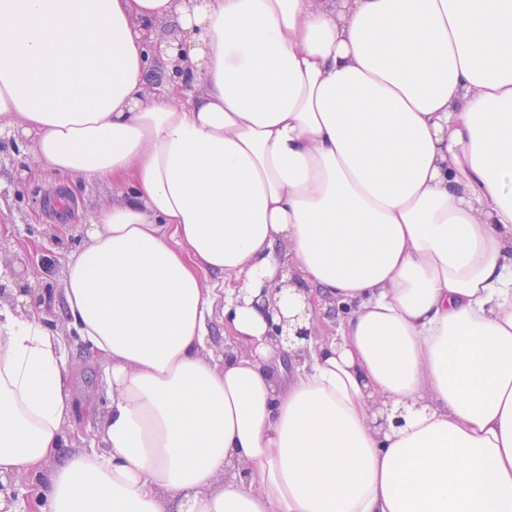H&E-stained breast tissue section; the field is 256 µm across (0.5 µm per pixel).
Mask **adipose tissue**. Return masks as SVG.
<instances>
[{"mask_svg":"<svg viewBox=\"0 0 512 512\" xmlns=\"http://www.w3.org/2000/svg\"><path fill=\"white\" fill-rule=\"evenodd\" d=\"M2 127L120 197L66 268L88 447L0 300L33 512H512V0H0ZM71 359L76 368L77 383L75 391L83 409L80 430H76L73 422L66 431L70 447H85L93 433L97 416L106 404V394L103 389V371L93 363L83 345L69 339Z\"/></svg>","mask_w":512,"mask_h":512,"instance_id":"ef3b65f1","label":"adipose tissue"}]
</instances>
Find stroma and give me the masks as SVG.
Wrapping results in <instances>:
<instances>
[{
	"instance_id": "stroma-1",
	"label": "stroma",
	"mask_w": 512,
	"mask_h": 512,
	"mask_svg": "<svg viewBox=\"0 0 512 512\" xmlns=\"http://www.w3.org/2000/svg\"><path fill=\"white\" fill-rule=\"evenodd\" d=\"M31 156L26 143L12 134H0V293L11 295L19 288H33L31 307L41 308L60 333L68 328L62 316L64 270L83 244L81 226L102 205L115 202L111 188L82 181L67 189L71 200L60 214L45 205L48 196L63 189L59 177L44 176L34 181L23 177ZM76 368L75 391L83 409L80 428H69L67 437L74 447L87 446L98 415L106 404L103 371L93 363L85 348L70 344Z\"/></svg>"
}]
</instances>
